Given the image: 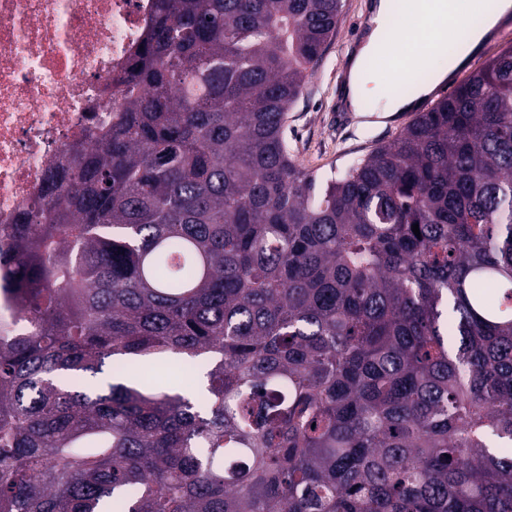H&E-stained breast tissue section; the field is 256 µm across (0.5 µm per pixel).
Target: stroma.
Instances as JSON below:
<instances>
[{"label":"stroma","mask_w":512,"mask_h":512,"mask_svg":"<svg viewBox=\"0 0 512 512\" xmlns=\"http://www.w3.org/2000/svg\"><path fill=\"white\" fill-rule=\"evenodd\" d=\"M373 0H343L336 36L290 108L286 120L288 153L321 179L337 176L376 145L392 139L412 118L401 112L362 123L342 105L347 46L365 33Z\"/></svg>","instance_id":"obj_1"}]
</instances>
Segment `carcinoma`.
I'll list each match as a JSON object with an SVG mask.
<instances>
[{"label":"carcinoma","instance_id":"cac0c4a2","mask_svg":"<svg viewBox=\"0 0 512 512\" xmlns=\"http://www.w3.org/2000/svg\"><path fill=\"white\" fill-rule=\"evenodd\" d=\"M155 2L0 226V512H512V45L321 182L284 124L341 0ZM163 375H170L173 378L176 389L186 396H191L196 390V373L192 372V379L188 381L184 374L180 372V366L175 360H171L163 365Z\"/></svg>","mask_w":512,"mask_h":512}]
</instances>
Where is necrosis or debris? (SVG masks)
Wrapping results in <instances>:
<instances>
[{
    "label": "necrosis or debris",
    "mask_w": 512,
    "mask_h": 512,
    "mask_svg": "<svg viewBox=\"0 0 512 512\" xmlns=\"http://www.w3.org/2000/svg\"><path fill=\"white\" fill-rule=\"evenodd\" d=\"M154 0H0V225L122 105L113 82Z\"/></svg>",
    "instance_id": "necrosis-or-debris-1"
}]
</instances>
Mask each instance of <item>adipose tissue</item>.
I'll use <instances>...</instances> for the list:
<instances>
[{"instance_id": "adipose-tissue-1", "label": "adipose tissue", "mask_w": 512, "mask_h": 512, "mask_svg": "<svg viewBox=\"0 0 512 512\" xmlns=\"http://www.w3.org/2000/svg\"><path fill=\"white\" fill-rule=\"evenodd\" d=\"M374 16L363 45L350 60L345 95L350 111H360L373 89L364 79V65L370 60L389 63L392 74L409 73V60L433 57L445 49L448 38L464 25L470 12L483 10V0H407L401 17H394L393 0H376ZM483 24L472 30L465 47L447 67L435 70L433 82H441L450 69L463 65L487 39L504 17V10L484 12Z\"/></svg>"}]
</instances>
